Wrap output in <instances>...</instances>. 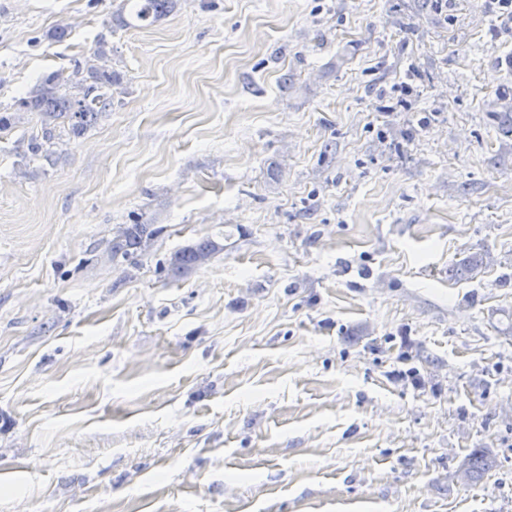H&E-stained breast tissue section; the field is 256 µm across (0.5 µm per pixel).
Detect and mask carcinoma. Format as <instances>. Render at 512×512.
I'll use <instances>...</instances> for the list:
<instances>
[{
	"mask_svg": "<svg viewBox=\"0 0 512 512\" xmlns=\"http://www.w3.org/2000/svg\"><path fill=\"white\" fill-rule=\"evenodd\" d=\"M129 13L119 14L124 27H146L159 21L173 9L176 0H125ZM107 42L101 38L89 57L74 61L70 73L53 71L43 75L35 87L22 98L21 106L38 114L42 135L28 139L27 151L33 157L48 155V146L55 139L60 124L68 125V132L78 137L97 118L112 107V88L121 85V77L107 68ZM161 232L153 224H128L112 237L106 256L114 263H134ZM223 244L210 237H202L175 250L168 259L167 270L175 278L197 269L210 261ZM493 465L483 453L471 455L460 467V476L468 484L480 479Z\"/></svg>",
	"mask_w": 512,
	"mask_h": 512,
	"instance_id": "obj_1",
	"label": "carcinoma"
}]
</instances>
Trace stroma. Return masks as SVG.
I'll return each mask as SVG.
<instances>
[{"instance_id":"stroma-1","label":"stroma","mask_w":512,"mask_h":512,"mask_svg":"<svg viewBox=\"0 0 512 512\" xmlns=\"http://www.w3.org/2000/svg\"><path fill=\"white\" fill-rule=\"evenodd\" d=\"M122 5L0 0V512H512V32L486 0ZM101 38L111 108L31 158L20 98ZM130 4L128 17L120 13L117 21L124 27H146L159 21L173 9L176 0H125ZM156 224H127L117 235L112 237L106 256L114 263H134L138 253L144 251L156 238L161 228ZM223 249V244L218 241L210 237H202L175 250L167 261V270L174 278H180L208 263ZM493 465V461L487 454H472L460 467V476L464 483L468 484L480 479Z\"/></svg>"}]
</instances>
